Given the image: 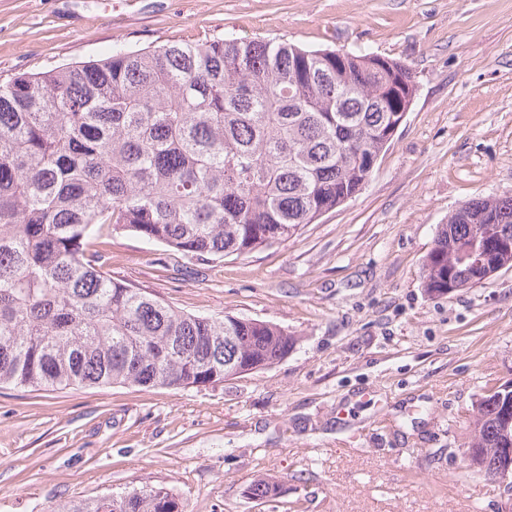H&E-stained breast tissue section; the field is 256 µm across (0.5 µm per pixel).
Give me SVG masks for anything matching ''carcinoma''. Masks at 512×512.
<instances>
[{
	"instance_id": "obj_1",
	"label": "carcinoma",
	"mask_w": 512,
	"mask_h": 512,
	"mask_svg": "<svg viewBox=\"0 0 512 512\" xmlns=\"http://www.w3.org/2000/svg\"><path fill=\"white\" fill-rule=\"evenodd\" d=\"M373 54L190 36L114 49L0 85V385L215 387L235 361L276 364L298 343L264 321L201 316L112 277L101 249L129 232L186 257L280 243L354 197L416 92ZM508 230L512 197L474 199L441 225L431 293L474 285L459 251ZM478 408L473 448H493ZM267 502L278 486H247ZM49 512H185L162 487Z\"/></svg>"
}]
</instances>
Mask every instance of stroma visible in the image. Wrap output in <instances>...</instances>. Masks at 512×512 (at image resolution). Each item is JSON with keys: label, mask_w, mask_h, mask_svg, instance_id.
I'll use <instances>...</instances> for the list:
<instances>
[{"label": "stroma", "mask_w": 512, "mask_h": 512, "mask_svg": "<svg viewBox=\"0 0 512 512\" xmlns=\"http://www.w3.org/2000/svg\"><path fill=\"white\" fill-rule=\"evenodd\" d=\"M193 34L365 49L416 95L362 190L284 242L210 261L107 239L113 276L299 342L213 388L0 387V512L143 487L187 512H505L512 487L462 453L512 381V268L447 295L424 276L461 204L512 196V0H0V83ZM259 475L274 500L247 496Z\"/></svg>", "instance_id": "1"}]
</instances>
